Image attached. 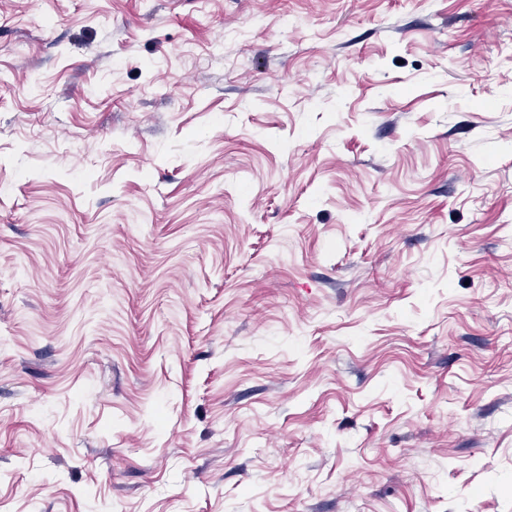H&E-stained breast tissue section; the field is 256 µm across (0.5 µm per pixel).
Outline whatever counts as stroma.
I'll return each instance as SVG.
<instances>
[{
    "instance_id": "35a3bbf8",
    "label": "stroma",
    "mask_w": 512,
    "mask_h": 512,
    "mask_svg": "<svg viewBox=\"0 0 512 512\" xmlns=\"http://www.w3.org/2000/svg\"><path fill=\"white\" fill-rule=\"evenodd\" d=\"M0 512H512V0H0Z\"/></svg>"
}]
</instances>
